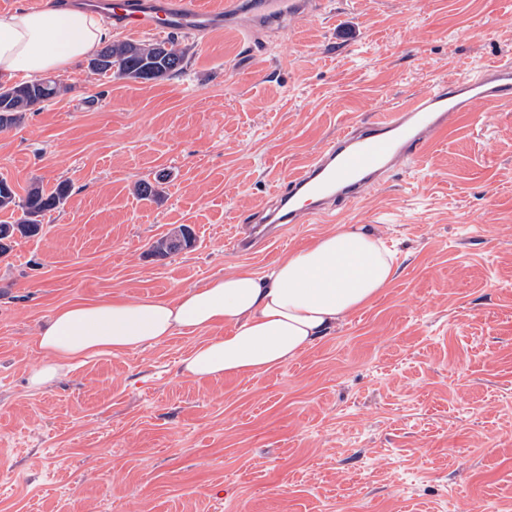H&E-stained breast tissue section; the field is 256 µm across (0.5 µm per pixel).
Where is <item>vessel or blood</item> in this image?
<instances>
[{
  "label": "vessel or blood",
  "mask_w": 512,
  "mask_h": 512,
  "mask_svg": "<svg viewBox=\"0 0 512 512\" xmlns=\"http://www.w3.org/2000/svg\"><path fill=\"white\" fill-rule=\"evenodd\" d=\"M114 29L155 35L186 33L200 39L223 28L238 0L218 11L200 0H80ZM327 0H263L274 20L295 19ZM512 103V60L483 65L475 73L451 75L425 91L359 124L347 125L300 167L278 179L274 203L252 218L255 234L274 224H314L335 216L375 189L392 171L423 157L451 126L486 118L490 105Z\"/></svg>",
  "instance_id": "vessel-or-blood-1"
}]
</instances>
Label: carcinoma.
<instances>
[{
  "mask_svg": "<svg viewBox=\"0 0 512 512\" xmlns=\"http://www.w3.org/2000/svg\"><path fill=\"white\" fill-rule=\"evenodd\" d=\"M187 66L186 48L175 40L132 43L112 42L104 45L88 61V69L94 74L111 75L115 78L147 84L180 75ZM66 88L60 83L44 78L15 85L0 84V130L18 125L26 112L37 105L47 104L62 95ZM71 186L61 181L51 192L33 184L24 197H17L5 178L0 179V210L19 208L23 219L17 224H0V257L11 249L15 234L32 237L42 229L41 218L60 208L70 194ZM194 243L192 229L182 224L156 239L150 251L158 257L179 252Z\"/></svg>",
  "mask_w": 512,
  "mask_h": 512,
  "instance_id": "cac0c4a2",
  "label": "carcinoma"
}]
</instances>
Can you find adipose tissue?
Returning a JSON list of instances; mask_svg holds the SVG:
<instances>
[{
    "mask_svg": "<svg viewBox=\"0 0 512 512\" xmlns=\"http://www.w3.org/2000/svg\"><path fill=\"white\" fill-rule=\"evenodd\" d=\"M112 34L101 17L54 7L0 14V79L66 71ZM395 273L394 255L360 224H344L277 260L264 276L244 270L184 290L177 300L112 299L57 308L34 343L29 377L42 390L85 360L204 333L183 359L198 379L253 377L294 360L337 322L375 300ZM224 326L225 333L212 330Z\"/></svg>",
    "mask_w": 512,
    "mask_h": 512,
    "instance_id": "1",
    "label": "adipose tissue"
}]
</instances>
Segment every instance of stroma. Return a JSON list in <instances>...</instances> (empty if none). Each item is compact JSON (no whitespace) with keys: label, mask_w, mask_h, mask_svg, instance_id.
Segmentation results:
<instances>
[{"label":"stroma","mask_w":512,"mask_h":512,"mask_svg":"<svg viewBox=\"0 0 512 512\" xmlns=\"http://www.w3.org/2000/svg\"><path fill=\"white\" fill-rule=\"evenodd\" d=\"M179 41L181 75L138 84L81 62L57 73L65 94L0 131L17 194L71 185L0 258V512H512V104L339 216L395 251L394 278L287 365L199 380L181 361L203 336L179 333L29 389L57 307L261 275L332 231L232 245L347 119L512 59V0H333L256 35ZM182 224L193 247L153 256Z\"/></svg>","instance_id":"stroma-1"}]
</instances>
